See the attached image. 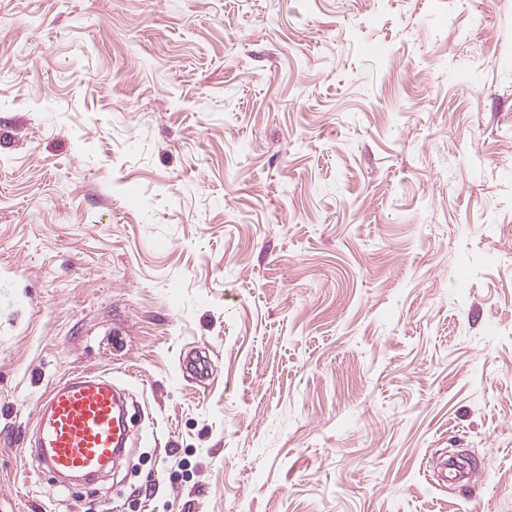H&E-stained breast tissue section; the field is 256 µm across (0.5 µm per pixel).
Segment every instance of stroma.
<instances>
[{
    "instance_id": "1",
    "label": "stroma",
    "mask_w": 512,
    "mask_h": 512,
    "mask_svg": "<svg viewBox=\"0 0 512 512\" xmlns=\"http://www.w3.org/2000/svg\"><path fill=\"white\" fill-rule=\"evenodd\" d=\"M0 512H512V0H0ZM30 454L38 475L89 484L124 455L131 431L111 374H74L41 394Z\"/></svg>"
}]
</instances>
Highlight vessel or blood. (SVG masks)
<instances>
[{"instance_id": "vessel-or-blood-1", "label": "vessel or blood", "mask_w": 512, "mask_h": 512, "mask_svg": "<svg viewBox=\"0 0 512 512\" xmlns=\"http://www.w3.org/2000/svg\"><path fill=\"white\" fill-rule=\"evenodd\" d=\"M35 411L30 454L38 474L88 484L125 453L128 412L111 375H70L38 397Z\"/></svg>"}]
</instances>
